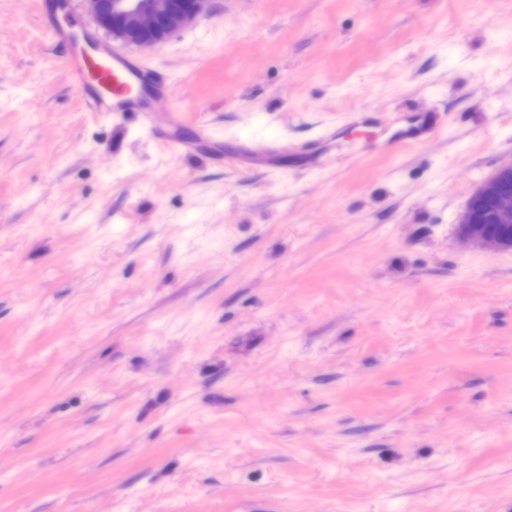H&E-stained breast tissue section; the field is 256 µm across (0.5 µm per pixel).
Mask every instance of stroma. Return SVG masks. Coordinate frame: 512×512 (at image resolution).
I'll list each match as a JSON object with an SVG mask.
<instances>
[{
  "label": "stroma",
  "instance_id": "stroma-1",
  "mask_svg": "<svg viewBox=\"0 0 512 512\" xmlns=\"http://www.w3.org/2000/svg\"><path fill=\"white\" fill-rule=\"evenodd\" d=\"M83 40L171 98L87 111ZM511 157L512 0H211L151 49L0 0V512H512V252L456 237ZM438 128V117L434 112H420L398 131L397 137L413 145L423 144L437 132Z\"/></svg>",
  "mask_w": 512,
  "mask_h": 512
}]
</instances>
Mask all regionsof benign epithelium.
Masks as SVG:
<instances>
[{"mask_svg": "<svg viewBox=\"0 0 512 512\" xmlns=\"http://www.w3.org/2000/svg\"><path fill=\"white\" fill-rule=\"evenodd\" d=\"M112 39L153 47L193 24L210 0H85ZM461 244L487 252L512 251V160L471 193L457 224Z\"/></svg>", "mask_w": 512, "mask_h": 512, "instance_id": "obj_1", "label": "benign epithelium"}]
</instances>
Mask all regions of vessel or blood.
<instances>
[{
  "mask_svg": "<svg viewBox=\"0 0 512 512\" xmlns=\"http://www.w3.org/2000/svg\"><path fill=\"white\" fill-rule=\"evenodd\" d=\"M68 73L79 87L92 112L149 113L154 101L168 98L169 84L154 81L148 71L120 55L92 57L72 54ZM438 117L432 112L418 113L402 127L399 140L416 145L428 141L438 130Z\"/></svg>",
  "mask_w": 512,
  "mask_h": 512,
  "instance_id": "obj_1",
  "label": "vessel or blood"
}]
</instances>
